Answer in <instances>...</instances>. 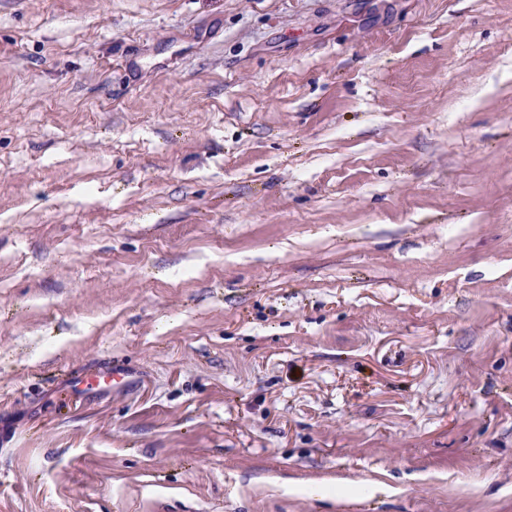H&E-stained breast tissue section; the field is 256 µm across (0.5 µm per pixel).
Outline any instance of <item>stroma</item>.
<instances>
[{"instance_id": "obj_1", "label": "stroma", "mask_w": 512, "mask_h": 512, "mask_svg": "<svg viewBox=\"0 0 512 512\" xmlns=\"http://www.w3.org/2000/svg\"><path fill=\"white\" fill-rule=\"evenodd\" d=\"M0 512H512V0H0Z\"/></svg>"}]
</instances>
